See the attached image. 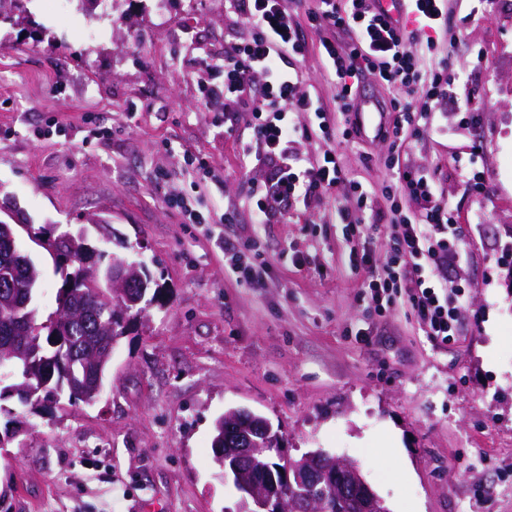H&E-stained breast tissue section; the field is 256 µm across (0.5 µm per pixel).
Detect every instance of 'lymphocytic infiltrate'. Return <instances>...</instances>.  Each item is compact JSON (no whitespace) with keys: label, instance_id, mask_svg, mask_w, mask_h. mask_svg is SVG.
Segmentation results:
<instances>
[{"label":"lymphocytic infiltrate","instance_id":"1","mask_svg":"<svg viewBox=\"0 0 512 512\" xmlns=\"http://www.w3.org/2000/svg\"><path fill=\"white\" fill-rule=\"evenodd\" d=\"M230 8L250 30L243 42L228 43L218 66L224 71V98L251 111L248 152L261 164L267 177L264 190L252 211V220L268 224L285 217L298 202L321 199L342 184L346 175L335 154H324L313 163L293 149L308 130L300 125L301 113L314 110L315 102L302 75L283 68L290 55L307 50L296 19L285 0H229ZM448 0H415L410 24H392L373 0H316L312 18L318 27L342 29L353 35L349 49L334 40L322 39L320 55L326 76L338 87L341 112H351L367 75H377L390 87L419 92L420 107L403 105L387 136L405 141L407 133H428L435 112L441 111L449 94L448 63L438 59L422 64L410 48L414 33H423L428 50L436 48V34L445 28ZM395 177L419 207L417 217L404 214L393 220L396 248L377 257L365 252L353 256L354 265L368 276V286L378 309L403 300L425 335L445 344L457 333L458 316L464 304L461 289L437 286L453 252L455 219L436 198L431 175L403 164Z\"/></svg>","mask_w":512,"mask_h":512}]
</instances>
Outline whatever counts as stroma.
<instances>
[{
  "instance_id": "1",
  "label": "stroma",
  "mask_w": 512,
  "mask_h": 512,
  "mask_svg": "<svg viewBox=\"0 0 512 512\" xmlns=\"http://www.w3.org/2000/svg\"><path fill=\"white\" fill-rule=\"evenodd\" d=\"M72 15L35 9L51 31L42 42L0 25V200L16 203L17 245L42 269L41 314L61 278L28 224L86 229L101 251L145 263L162 299L131 320L96 403L64 399L40 413L0 403V430L27 428L0 449L9 512H238L211 448L215 420L232 408L267 418L287 457L350 459L390 512H512V0H448L438 49L451 54V92L476 112L436 113L434 132L397 153L430 170L456 217L462 255L446 286L466 306L445 345L403 303L378 312L348 261L389 252L391 206L417 205L382 193L397 155L388 139L343 137L318 33L308 29L307 52L285 64L304 74L331 132L303 114L314 132L295 149L314 162L335 150L349 182L372 195L375 233L339 224L337 210L355 206L346 185L252 224L265 177L243 152L253 115L225 126L224 72L201 67L249 34L226 0H117ZM90 28L103 32L93 45ZM207 88L217 92L208 102ZM101 127L112 137L90 139ZM172 196L206 223H185ZM227 210L235 223H220ZM250 238L267 262L254 283L224 271L225 243ZM394 455L406 469L397 480L386 473Z\"/></svg>"
}]
</instances>
